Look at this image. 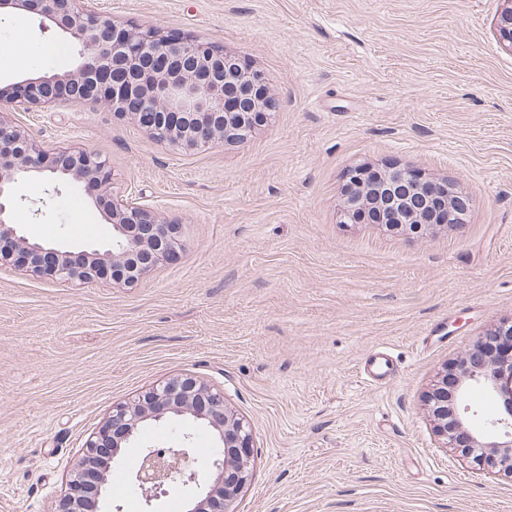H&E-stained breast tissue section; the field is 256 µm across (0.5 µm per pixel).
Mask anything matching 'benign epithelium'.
<instances>
[{
    "label": "benign epithelium",
    "mask_w": 512,
    "mask_h": 512,
    "mask_svg": "<svg viewBox=\"0 0 512 512\" xmlns=\"http://www.w3.org/2000/svg\"><path fill=\"white\" fill-rule=\"evenodd\" d=\"M497 17L500 41L512 50V0ZM39 18L42 33L68 40L77 52L73 67L46 71L0 89V264L67 282L85 283L111 270L114 284H134L160 261L182 248L180 225L166 221L132 198L112 192L109 163L76 146L48 147L4 119L1 110L48 109L61 104H98L118 117L134 120L161 143L199 151L224 142H243L262 125L275 99L262 74L211 42L134 24H117L80 4V0H0V12ZM41 179L82 184L88 204L112 225V244L77 253L22 233L13 221L20 182ZM345 224H382L391 231L424 237L437 226L465 223L471 200L446 181H433L408 167L393 166L381 175L359 165L346 173ZM494 335L499 352L479 342L452 366L453 403L441 399L448 372L435 381L427 404L435 432L450 448H480L487 473L512 477V317ZM498 405L481 428L467 407L473 388ZM190 420L210 432L219 452L200 470L189 466L190 436L167 448L143 452L131 478L147 512H154L175 478L190 489L186 512H236L235 503L251 476L252 431L231 411L224 393L191 375L168 378L112 412L85 442L73 467L67 492L56 512H97L107 474L98 464L102 450L115 461L136 443L150 422Z\"/></svg>",
    "instance_id": "1"
}]
</instances>
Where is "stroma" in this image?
<instances>
[{"label": "stroma", "instance_id": "1", "mask_svg": "<svg viewBox=\"0 0 512 512\" xmlns=\"http://www.w3.org/2000/svg\"><path fill=\"white\" fill-rule=\"evenodd\" d=\"M118 23L245 58L276 108L242 143L189 153L92 105L9 113L36 140L105 155L116 196L181 226L138 283L0 266V512H55L113 405L190 374L249 423L237 512H512V479L446 447L426 396L512 317V52L503 0H90ZM36 20L0 15V87L64 71ZM409 166L472 206L416 238L344 224L345 172ZM21 183L15 223L103 245L80 187ZM388 348L395 379L359 369ZM110 512H145L128 478Z\"/></svg>", "mask_w": 512, "mask_h": 512}]
</instances>
